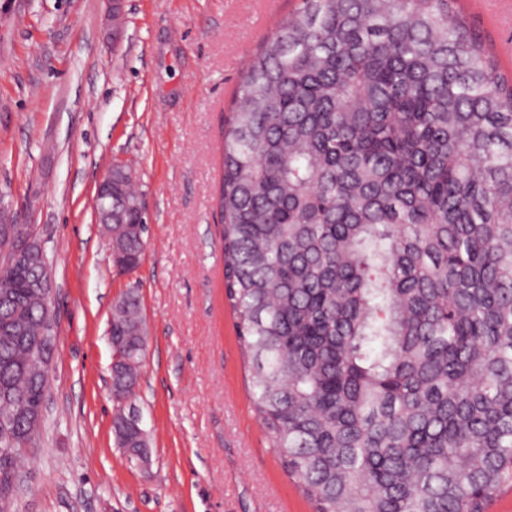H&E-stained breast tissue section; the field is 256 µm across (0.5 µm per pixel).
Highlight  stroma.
<instances>
[{
  "label": "stroma",
  "mask_w": 512,
  "mask_h": 512,
  "mask_svg": "<svg viewBox=\"0 0 512 512\" xmlns=\"http://www.w3.org/2000/svg\"><path fill=\"white\" fill-rule=\"evenodd\" d=\"M297 0H0V218L43 246L57 344L43 427L12 512H313L252 410L224 294L215 198L246 61ZM512 71V0H461ZM133 170L144 260L112 265L96 187ZM148 332L134 404L149 445L112 429V305L129 289Z\"/></svg>",
  "instance_id": "35a3bbf8"
}]
</instances>
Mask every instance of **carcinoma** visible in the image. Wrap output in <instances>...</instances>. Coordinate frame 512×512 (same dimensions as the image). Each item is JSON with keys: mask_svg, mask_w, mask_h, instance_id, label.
I'll use <instances>...</instances> for the list:
<instances>
[{"mask_svg": "<svg viewBox=\"0 0 512 512\" xmlns=\"http://www.w3.org/2000/svg\"><path fill=\"white\" fill-rule=\"evenodd\" d=\"M224 293L252 408L315 512H486L512 487V77L457 0H302L245 65L222 146ZM112 264L143 259L112 174ZM37 261L0 264V502L34 439ZM113 431L147 332L112 307Z\"/></svg>", "mask_w": 512, "mask_h": 512, "instance_id": "cac0c4a2", "label": "carcinoma"}]
</instances>
